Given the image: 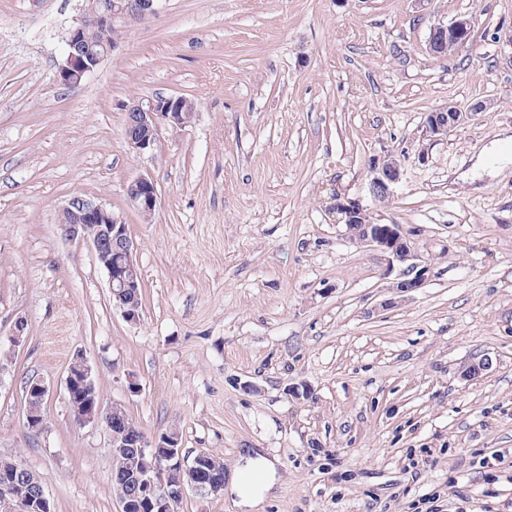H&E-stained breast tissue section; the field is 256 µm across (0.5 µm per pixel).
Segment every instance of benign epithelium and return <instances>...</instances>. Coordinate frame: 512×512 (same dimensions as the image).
Returning a JSON list of instances; mask_svg holds the SVG:
<instances>
[{"instance_id":"1","label":"benign epithelium","mask_w":512,"mask_h":512,"mask_svg":"<svg viewBox=\"0 0 512 512\" xmlns=\"http://www.w3.org/2000/svg\"><path fill=\"white\" fill-rule=\"evenodd\" d=\"M159 0H105L100 6L83 13L69 31L67 54L58 71V80L69 87L81 83L96 70L108 55L119 47L122 38L112 35L120 29L128 31L148 17L158 13ZM473 31L471 18L461 15L448 24L435 23L432 34L443 43L452 38L466 45ZM188 100L183 96H155L124 105V136L130 150L142 154L153 150L159 142L162 128H183L193 119L187 111ZM486 103L478 102L463 111L453 104L427 113L425 135L430 138L446 136L450 131L482 113ZM402 176L400 163L389 156L370 166L372 194L389 197L394 194ZM127 207L151 215L158 209L159 192L154 178L139 175L125 185ZM336 212L343 216L351 239L356 243L379 248L390 255L391 262L405 265L400 270L401 280L396 288L410 293L422 287L424 271L413 262V248L400 225L375 221L368 206L360 198L336 196ZM58 226L67 240L88 241L99 264L107 272L112 302L129 323L140 321L141 312L133 304L142 285V275L134 257L135 243L128 233L121 213L105 207L84 195L71 196L62 207ZM74 362L78 372L67 371L65 390L74 419L82 423H97L111 438L112 449L120 451L128 461L122 487L115 492L120 512L139 508L142 512H173V506L182 499L186 488L202 496H216L224 489V482L206 476L207 453L201 451L191 460L182 456L178 436L167 433L152 440L145 435L124 430L122 415L125 409L118 405L106 407L101 402L91 375V369L81 355ZM491 367L487 357L475 359L462 370V376L474 379ZM26 405L46 401L49 386L41 380L24 388ZM0 512H51L50 499L38 481L30 487H21L14 477L0 478Z\"/></svg>"}]
</instances>
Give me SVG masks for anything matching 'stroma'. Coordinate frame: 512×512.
<instances>
[{
    "label": "stroma",
    "mask_w": 512,
    "mask_h": 512,
    "mask_svg": "<svg viewBox=\"0 0 512 512\" xmlns=\"http://www.w3.org/2000/svg\"><path fill=\"white\" fill-rule=\"evenodd\" d=\"M83 6L0 0V458L57 512H119L110 437L65 396L80 353L147 438L177 433L229 479L251 452L273 463L257 512H512V168L466 177L512 134V0H161L72 88L57 72ZM460 15L469 44L432 55L431 25ZM159 95L196 117L133 153L123 106ZM451 102L488 109L424 138ZM385 155L402 176L383 201L368 170ZM146 173L149 221L124 197ZM75 194L124 215L138 323L60 234ZM338 194L400 224L422 288L398 292L387 254L349 241ZM33 380L51 388L38 433ZM25 401H26V422L27 426L31 431L38 432L44 428L45 418L41 417L40 419L32 417L29 413L30 405L33 401H38L39 403L45 402L47 397L49 396L50 390L49 386L43 381L36 380L29 382L25 388ZM36 403L34 405V412L37 415H44V404Z\"/></svg>",
    "instance_id": "obj_1"
}]
</instances>
